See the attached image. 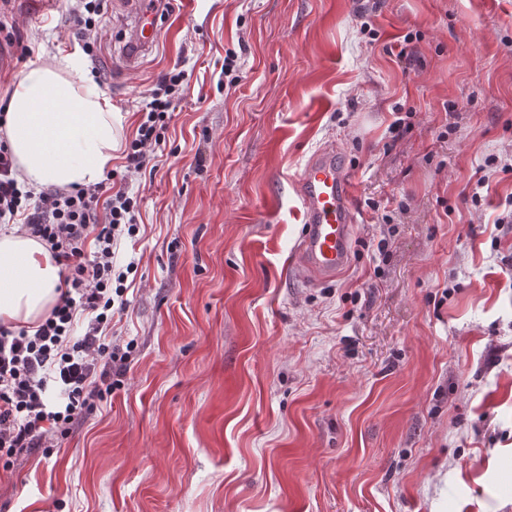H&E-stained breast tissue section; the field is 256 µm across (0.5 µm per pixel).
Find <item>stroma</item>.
Segmentation results:
<instances>
[{"mask_svg": "<svg viewBox=\"0 0 512 512\" xmlns=\"http://www.w3.org/2000/svg\"><path fill=\"white\" fill-rule=\"evenodd\" d=\"M73 5L0 0L31 50L0 93L79 52ZM99 20L84 62L112 106L111 171L139 201L112 333L136 349L60 447L0 468V512H512V231L496 224L512 173L476 184L512 154V0H174L132 66L125 0ZM177 64L190 89L156 167L127 175ZM326 147L356 224L348 267L315 283L296 184Z\"/></svg>", "mask_w": 512, "mask_h": 512, "instance_id": "1", "label": "stroma"}]
</instances>
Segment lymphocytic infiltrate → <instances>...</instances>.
<instances>
[{
  "label": "lymphocytic infiltrate",
  "instance_id": "obj_1",
  "mask_svg": "<svg viewBox=\"0 0 512 512\" xmlns=\"http://www.w3.org/2000/svg\"><path fill=\"white\" fill-rule=\"evenodd\" d=\"M189 83L186 70L166 72L149 92L146 115L126 153L127 168L140 172L156 157L161 131ZM137 201L102 181L88 188H51L31 200L17 183L13 157L0 143V220L15 219L22 234L45 243L64 275L65 288L36 328L0 324V451L15 456L67 437L96 402L124 383L133 343L119 344L106 331L123 297L127 272L115 270L113 247L137 230ZM96 249L86 253L85 243ZM84 336L73 338L77 320ZM56 383L63 409L45 393Z\"/></svg>",
  "mask_w": 512,
  "mask_h": 512
}]
</instances>
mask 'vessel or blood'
I'll return each mask as SVG.
<instances>
[{
  "mask_svg": "<svg viewBox=\"0 0 512 512\" xmlns=\"http://www.w3.org/2000/svg\"><path fill=\"white\" fill-rule=\"evenodd\" d=\"M132 25L121 54L135 63L154 48L161 35V8L153 0H130ZM303 232L298 250L302 267L312 277L330 280L350 260L354 203L349 172L339 152L323 149L313 154L298 179Z\"/></svg>",
  "mask_w": 512,
  "mask_h": 512,
  "instance_id": "1",
  "label": "vessel or blood"
}]
</instances>
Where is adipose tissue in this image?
Masks as SVG:
<instances>
[{
	"label": "adipose tissue",
	"mask_w": 512,
	"mask_h": 512,
	"mask_svg": "<svg viewBox=\"0 0 512 512\" xmlns=\"http://www.w3.org/2000/svg\"><path fill=\"white\" fill-rule=\"evenodd\" d=\"M0 115L19 181L85 188L112 166V107L76 54L29 69L6 92ZM60 267L48 247L0 226V320L31 327L58 299Z\"/></svg>",
	"instance_id": "adipose-tissue-1"
}]
</instances>
